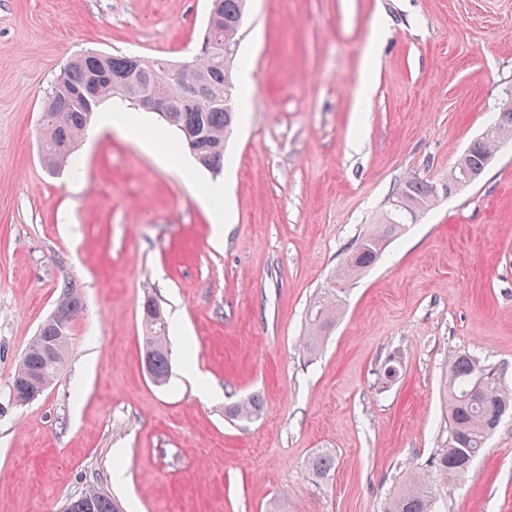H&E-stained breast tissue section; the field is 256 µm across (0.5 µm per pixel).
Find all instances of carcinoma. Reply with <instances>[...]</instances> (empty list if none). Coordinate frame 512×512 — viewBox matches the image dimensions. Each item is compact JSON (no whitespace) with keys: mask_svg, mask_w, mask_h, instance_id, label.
Returning <instances> with one entry per match:
<instances>
[{"mask_svg":"<svg viewBox=\"0 0 512 512\" xmlns=\"http://www.w3.org/2000/svg\"><path fill=\"white\" fill-rule=\"evenodd\" d=\"M247 0H210L209 10L221 17V23L206 33L210 42L203 54L180 66L174 75L162 61H139L130 64V56H112L87 52L71 58L47 90L40 123L41 160L54 173L72 162V155L87 130L96 105L102 100L119 97L140 109V100L161 85L172 107L157 113L158 119L173 129L196 163L217 175L224 167V146L236 122L237 90L235 71L240 30ZM512 137V108L499 118L485 137L474 141L448 173L442 185L418 177L407 178L394 200L385 223L376 225L357 238L346 254L334 283L359 275L371 267L384 252L393 235L414 220V215L428 208L439 190L450 194L469 185L471 174L492 157L495 143ZM82 300L76 286L68 282L61 297L24 352L15 379L38 374L46 381L55 380L64 362L68 344L58 346V355L50 360L44 346L59 335V320L74 322ZM339 299L331 288L313 302L308 310V331L303 348L314 352L326 331L336 322ZM143 354L148 358L151 381L167 384L171 371L168 325L156 300L149 297L141 307ZM444 392L448 403L447 437L425 467L413 472L399 486L388 504V512H439L437 504L448 497L453 482L463 476L473 461L486 450L487 441L496 430L494 408L512 409V389L504 383L503 373L487 368L466 354L448 362ZM259 394L249 395L226 409L235 418L250 419L262 411ZM335 468L330 451L314 455L308 462L309 472L326 480ZM81 497L89 512H115L116 502L98 488H88Z\"/></svg>","mask_w":512,"mask_h":512,"instance_id":"cac0c4a2","label":"carcinoma"}]
</instances>
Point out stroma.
I'll use <instances>...</instances> for the list:
<instances>
[{"label": "stroma", "mask_w": 512, "mask_h": 512, "mask_svg": "<svg viewBox=\"0 0 512 512\" xmlns=\"http://www.w3.org/2000/svg\"><path fill=\"white\" fill-rule=\"evenodd\" d=\"M208 7L0 0V512H61L91 485L122 512H386L446 438L449 355L512 386V139L345 284L314 354L300 345L310 302L404 180L443 183L512 107V0H248L252 82L221 174L194 167L191 189L159 164L142 146L163 130L150 112L140 141L104 134L50 174L40 105L66 60L190 61ZM213 181L220 238L192 194ZM67 281L82 308L66 364L18 404L20 359ZM148 296L170 319L164 388L142 364ZM252 393L258 417H226ZM323 449L336 467L320 481L306 464ZM440 508L512 512V412Z\"/></svg>", "instance_id": "obj_1"}]
</instances>
